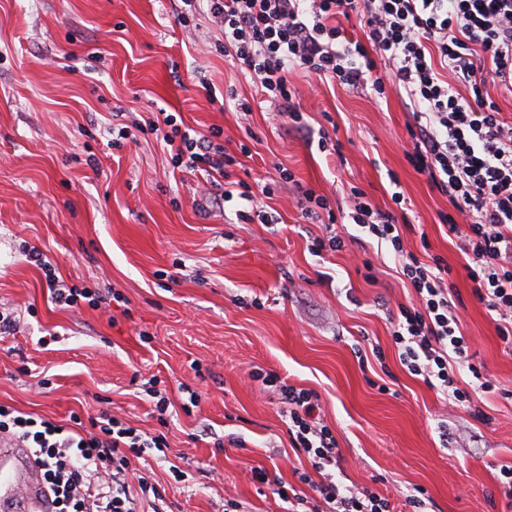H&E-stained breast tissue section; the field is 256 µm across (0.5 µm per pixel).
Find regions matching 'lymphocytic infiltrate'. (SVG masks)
<instances>
[{"mask_svg": "<svg viewBox=\"0 0 512 512\" xmlns=\"http://www.w3.org/2000/svg\"><path fill=\"white\" fill-rule=\"evenodd\" d=\"M203 11L223 31L224 54L233 67L294 127L303 125L297 91L288 82L295 69L379 99L397 93L411 117L406 157L447 197L453 212L444 221L460 242L474 293L499 337L512 344V120L502 117L488 93L492 83L512 93V0H179L182 22ZM351 19L362 30L359 38L349 37L344 26ZM137 131L156 135L173 167L206 176L212 206L236 197L251 203L256 195L274 193L270 183L257 191L242 180L230 183L231 168L250 149L243 144L230 151L220 128L202 135L177 113L161 111ZM295 185L302 218L325 226L311 241L313 256L344 249L345 238L335 229L339 223L404 256L401 274L415 300L398 307L392 338L399 362L483 419L473 395L493 392L497 384L469 365L470 343L459 329L446 261L438 256L425 261L403 247L411 225L408 214L397 211L405 203L403 193L393 191V205L384 209L354 186L336 207L328 196ZM28 256L58 304L85 301L98 307L121 299L62 284L48 257L37 250ZM464 366L472 376L465 384ZM252 377L285 405L291 446L310 464L296 487L270 479L263 469L253 471V480L271 485L288 512H393L385 496L349 488L337 477L339 443L321 417L315 391L274 371L259 370ZM0 434L32 449L53 512H169L160 488L131 465L135 458L164 457V434H147L106 413L91 429L79 422L61 428L2 404ZM307 485L315 499L304 493Z\"/></svg>", "mask_w": 512, "mask_h": 512, "instance_id": "1", "label": "lymphocytic infiltrate"}]
</instances>
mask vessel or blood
I'll list each match as a JSON object with an SVG mask.
<instances>
[{
    "instance_id": "vessel-or-blood-1",
    "label": "vessel or blood",
    "mask_w": 512,
    "mask_h": 512,
    "mask_svg": "<svg viewBox=\"0 0 512 512\" xmlns=\"http://www.w3.org/2000/svg\"><path fill=\"white\" fill-rule=\"evenodd\" d=\"M35 468L20 442L0 440V512H46V493L33 477Z\"/></svg>"
}]
</instances>
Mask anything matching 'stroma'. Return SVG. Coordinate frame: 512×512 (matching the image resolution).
<instances>
[{
    "instance_id": "35a3bbf8",
    "label": "stroma",
    "mask_w": 512,
    "mask_h": 512,
    "mask_svg": "<svg viewBox=\"0 0 512 512\" xmlns=\"http://www.w3.org/2000/svg\"><path fill=\"white\" fill-rule=\"evenodd\" d=\"M223 44L206 15L180 24L174 0H0V309L17 323L0 338V404L56 424L107 412L164 433L166 458L151 469L172 512H224L228 499L239 512H286L252 478L262 468L294 485L309 467L276 397L251 376L273 370L318 394L346 484L380 493L396 512L417 489L427 512H512L497 482L499 464L512 461V352L440 222L447 197L406 158L408 112L397 97L314 86L291 71L307 126L342 144L341 154L321 152L277 123ZM229 86L252 103L248 123L224 101ZM118 107L136 121L163 109L204 134L221 128L233 152L248 143L235 179L289 169L295 183L268 201L277 223H239L247 204L238 199L201 216L194 202L208 184L174 170L154 136L107 146ZM393 175L421 223L405 232L406 251L448 262L470 362L501 385L474 398L485 420L400 365L389 314L412 292L398 256L374 242L308 251L323 227L301 219L296 184L333 199L355 185L386 208ZM34 248L67 284L120 293L123 304L58 307L26 258ZM376 346L383 360L372 358ZM153 384L173 404L163 422L146 394ZM185 385L200 395L187 410ZM175 466L186 481L174 480Z\"/></svg>"
}]
</instances>
